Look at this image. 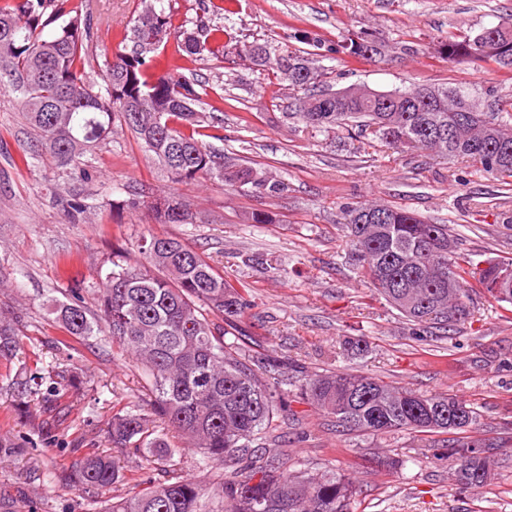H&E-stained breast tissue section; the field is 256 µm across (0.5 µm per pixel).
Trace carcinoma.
Masks as SVG:
<instances>
[{"mask_svg": "<svg viewBox=\"0 0 512 512\" xmlns=\"http://www.w3.org/2000/svg\"><path fill=\"white\" fill-rule=\"evenodd\" d=\"M163 0H140L132 28L135 49L117 51L105 61V92L84 78L86 50L95 33L88 15L68 0H0V74L19 95L24 118L41 146L61 168L77 167L82 157L105 140L115 125L126 126L154 153L177 182L213 176L238 192L266 198L288 194L289 185L270 166L226 156L206 142L224 140V120L196 109L202 93L160 53L168 38L174 53L191 59L211 45L262 64L277 85L292 91L294 111L284 117L328 138L355 125L371 144L402 152H421L443 160L462 158L504 187L512 186V103L495 90L480 96L463 86L420 85L382 91L373 97L346 94L325 86V72L311 53L288 42H235L225 26L188 32L175 25ZM339 51L364 59L381 53L368 32L348 36ZM448 62L493 61L512 69V23L484 27L459 40L439 45ZM159 224H191L188 204L174 197L147 203ZM342 231L361 277L375 293L413 325L414 335L448 333L473 319L469 285L484 290L499 306L500 317L512 319V282H496L501 261L485 266L461 252L449 225L437 224L414 210L378 201L342 207ZM140 249L149 267L112 262L95 310L77 293L55 307L56 319L68 335L85 340L108 333L130 351L147 379L150 412L133 406L112 417L108 432L115 448L145 449L149 466L168 465L175 449L150 416L185 437L202 456L201 465L233 462L235 476L220 482L173 476L140 492L115 497L104 512H352L360 486L349 473L288 471L279 448L267 447L282 411L288 387L299 398L332 419L336 429L378 438L403 431L428 436L427 448L447 450L448 474L465 491L490 484L497 475L499 445L478 435L480 414L473 403L454 394H422L358 370H322L287 377L279 364L261 353L237 356L238 342L227 341L236 321L250 306L246 290L236 289L224 274L188 244L152 235ZM21 316L0 315V361H10L23 348ZM33 375L14 386L23 407L39 394ZM60 391L47 390L37 424L39 436L52 443L51 429L65 409ZM441 439L435 440L433 436ZM88 451L70 476L96 499L112 490L120 473L112 460L95 450L94 440L77 441Z\"/></svg>", "mask_w": 512, "mask_h": 512, "instance_id": "cac0c4a2", "label": "carcinoma"}]
</instances>
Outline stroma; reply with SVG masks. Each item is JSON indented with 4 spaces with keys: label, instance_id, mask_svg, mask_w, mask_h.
<instances>
[{
    "label": "stroma",
    "instance_id": "stroma-1",
    "mask_svg": "<svg viewBox=\"0 0 512 512\" xmlns=\"http://www.w3.org/2000/svg\"><path fill=\"white\" fill-rule=\"evenodd\" d=\"M86 6L93 28L111 23L108 39H94L87 81L104 90L103 70L135 18V0H73ZM177 24L194 31L226 26L237 39L277 43L298 30L325 43L366 31L383 53L352 60L336 53L323 59L333 89L363 84L378 90L421 84L460 83L480 93L495 87L512 98V70L491 62L451 64L437 48L449 36L512 21V0H236L232 14L214 11L210 0H165ZM413 45L410 54L402 44ZM207 90L206 106L220 109L224 138L216 150L236 153L276 168L288 195L269 199L225 189L203 177L175 182L130 132L117 131L87 154L83 168L55 167L33 136L17 97L0 89V311L21 315L25 346L11 363L0 361V497L14 512H101L72 485L49 482L48 473L71 469L77 458L67 444L85 435L112 457L121 479L119 497L159 480L142 452L115 448L107 438L112 417L146 394L140 364L109 336L88 341L68 336L56 320V303L80 294L93 304L114 256L142 267L141 237H176L194 247L236 287L247 289L250 308L238 326L259 342L258 350L280 362L314 372L354 367L421 393L449 392L481 412V437L499 443L503 462L492 484L462 493L448 478V461L407 431L382 438L345 435L297 397H289L279 427L291 464L313 472L355 471L361 493L354 512H512V320L499 317L484 294L461 332L415 336L376 296L347 258L339 226L346 203L386 201L450 224L464 251L512 260V191L468 163L448 168L443 160L368 146L357 129L328 139L284 117L288 93L271 84L263 67L236 54L202 52L182 71ZM248 126H240V116ZM34 151L28 167L17 166ZM141 200V207L102 209L112 195ZM175 195L195 213L190 224H158L146 202ZM87 199L95 218L70 223L67 202ZM272 212L274 223L250 224L249 213ZM364 337L369 349L346 354L345 337ZM76 368L88 396L68 393V419L57 426V444L32 429L38 402L20 410L12 384L56 364ZM385 455L406 459L397 473L374 465Z\"/></svg>",
    "mask_w": 512,
    "mask_h": 512
}]
</instances>
